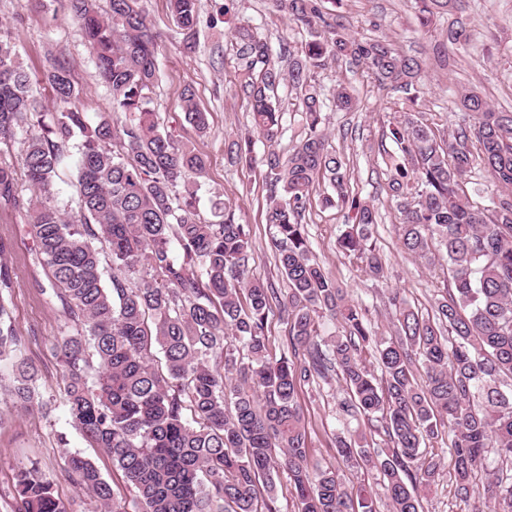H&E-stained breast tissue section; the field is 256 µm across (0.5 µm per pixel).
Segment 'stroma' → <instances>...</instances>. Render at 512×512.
<instances>
[{
  "label": "stroma",
  "instance_id": "1",
  "mask_svg": "<svg viewBox=\"0 0 512 512\" xmlns=\"http://www.w3.org/2000/svg\"><path fill=\"white\" fill-rule=\"evenodd\" d=\"M323 5L330 17L351 22L365 33L389 38L403 54L424 60L419 109L435 115L442 131L469 122V114L460 109L457 99L465 87L477 88L499 110L512 112V0H460L457 10L440 18L428 33L416 23L413 0H324ZM143 8L148 23L161 36L152 106L162 127L177 140L191 141L207 160L206 172L199 180L197 211L207 216L214 204H231L240 221L251 228L253 275L278 293H285L287 285L276 265L264 219L268 200L262 169L231 162L228 153L233 141L252 130L251 114L239 90L232 28L249 25L276 50H300L309 35L275 14L271 0H199L196 47L187 52L168 0H143ZM455 21L471 34L469 44L462 49L446 36ZM0 24L13 33L19 60L32 79L44 121H51L56 110L50 88L42 79L45 62L51 56L64 60L71 68L88 122L111 112L109 92L97 75L75 21L59 0L46 9L27 0H0ZM339 82L354 89L359 107L352 112L325 110V127L330 144L347 163L354 194L377 213L371 240L385 261L383 277L370 276L356 259L341 251L338 238L351 225L353 212L346 206L326 205L324 189L314 193L302 222L317 261L362 306L374 332L388 337L393 332L384 304L388 291L400 289L419 311L430 312L438 290L448 285V270L445 262L427 264L399 246V214L388 193L386 166L379 151L394 115L395 95L380 89L363 67L345 57L328 62L314 73V84L323 93H330ZM187 88L208 114L206 135H199L184 118L181 93ZM17 194L21 203L31 196L23 183ZM21 203L14 206L0 201V241L7 246L0 258L12 274L10 324L25 340L22 356L35 375L38 395L32 408L16 407L7 393L12 372L0 362V512H17L14 476L20 467L31 465L52 483L56 495L72 505L74 512H100L98 503L67 476L68 455L72 452L95 463L127 512H140L134 491L111 458L85 441L64 405L55 345L69 321L38 259L36 241ZM343 396L335 380L304 388L299 395L311 461L338 470L345 485L376 483L377 472L343 466L336 457V435L365 428L363 421L340 413L338 403ZM450 441L445 435L431 443L441 467L436 485L426 494V512H461L463 508L454 496Z\"/></svg>",
  "mask_w": 512,
  "mask_h": 512
}]
</instances>
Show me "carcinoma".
<instances>
[{
	"label": "carcinoma",
	"instance_id": "obj_1",
	"mask_svg": "<svg viewBox=\"0 0 512 512\" xmlns=\"http://www.w3.org/2000/svg\"><path fill=\"white\" fill-rule=\"evenodd\" d=\"M69 10L103 83L118 124L103 114L90 125L80 111L71 69L56 57L44 72L58 111L50 125L32 123L37 103L12 34L0 30V146L23 144L22 169L0 160V199L15 203L18 180L36 191L30 224L43 264L72 333L59 344L64 401L77 430L104 449L135 490L143 512H277V472L288 471L297 512H424V491L440 462L426 442L439 428L452 433L455 496L465 512H512V113L498 112L476 91L458 92L473 123L442 137L423 116L404 111L389 122L388 189L400 215L401 247L448 265L450 286L424 316L398 291L389 293L394 335H373L365 312L315 261L301 219L312 194L327 185L346 203L350 174L329 149L322 128L325 102L312 84L329 59L350 57L379 84L417 105L424 62L386 38L355 35L326 17L321 0H272L276 11L307 29L300 52L274 53L250 27L234 33L240 90L265 144L247 136L232 143L238 161L263 167L266 223L276 261L288 282L280 297L249 267L250 230L224 206L214 219L195 214V179L206 159L160 127L152 108L157 39L142 0H69ZM175 25L198 24V0H169ZM457 0H415L422 29ZM288 83L301 107L306 136L278 149L283 112L276 94ZM186 122L208 129L194 94L182 93ZM332 107L357 106L340 83ZM80 153L77 212L70 216L53 192L64 148ZM479 169L496 187L491 206L461 194ZM356 224L339 238L375 278L384 261L369 243L376 212L354 205ZM11 272L0 264V358L22 345L7 325ZM287 314L288 338L269 350L274 310ZM341 332L321 337L319 319ZM236 351L226 349L228 342ZM372 347L377 370L362 350ZM164 368L154 363L153 349ZM240 355H235V352ZM224 356L223 368L211 365ZM10 390L22 409L35 396L34 374L12 361ZM343 383L340 411L362 416L385 436L373 447L367 433L335 438L348 465L374 470L376 486L345 487L334 469L309 464L299 392L331 375ZM500 467L486 473L488 449ZM69 477L101 512H126L113 500L99 469L74 454ZM20 512H69L53 485L34 469L15 477Z\"/></svg>",
	"mask_w": 512,
	"mask_h": 512
}]
</instances>
